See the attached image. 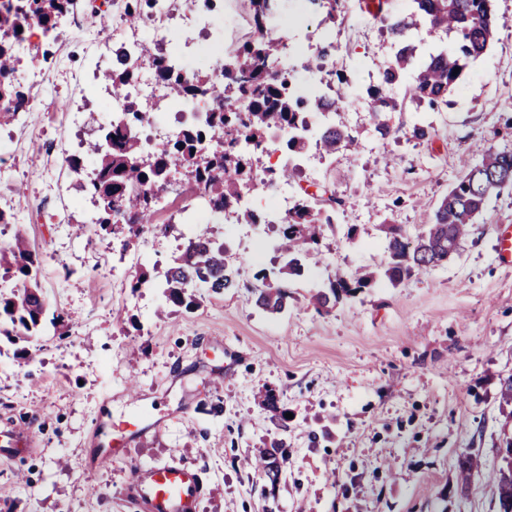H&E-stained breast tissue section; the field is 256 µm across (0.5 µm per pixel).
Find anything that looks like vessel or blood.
<instances>
[{
	"instance_id": "vessel-or-blood-1",
	"label": "vessel or blood",
	"mask_w": 512,
	"mask_h": 512,
	"mask_svg": "<svg viewBox=\"0 0 512 512\" xmlns=\"http://www.w3.org/2000/svg\"><path fill=\"white\" fill-rule=\"evenodd\" d=\"M34 431L10 426L0 430V455L12 456L29 449ZM125 492L138 512H196L204 493L199 473L176 462L146 466L130 464Z\"/></svg>"
}]
</instances>
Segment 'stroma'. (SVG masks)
<instances>
[{"instance_id": "stroma-1", "label": "stroma", "mask_w": 512, "mask_h": 512, "mask_svg": "<svg viewBox=\"0 0 512 512\" xmlns=\"http://www.w3.org/2000/svg\"><path fill=\"white\" fill-rule=\"evenodd\" d=\"M404 7L387 0L373 14L362 0L343 4L332 33L349 90L364 93L362 70L382 71L392 59L382 21ZM495 10L496 40L467 67L448 106L424 113L404 101L391 116L397 133L385 140L370 112L342 113L360 150L311 163L335 191L334 221L319 245L323 263L293 279L279 314L258 309L244 285L221 295L197 289L195 309L157 317L166 306L162 285L136 287L135 275L171 262L194 225L173 224L158 236L101 230L90 221L96 206L51 150L64 132L61 113L31 112L25 125L0 126V166L12 174L0 196L26 215L0 232V245L25 233L67 331L32 337L31 361L0 337V427H37L32 450L0 456V502L15 512H137L123 493L129 463L176 461L205 483L198 512H498L486 473L512 434L501 398L512 376V267L499 263L496 235L498 225L512 224V191L489 202L442 264L398 286L378 277L327 312L311 302L335 271L383 268L381 225L416 235L461 159L479 162L475 141L512 150V0H495ZM299 21L318 43L323 27L305 0H280L278 33ZM49 49L60 106L69 101L67 74L87 64L82 31L65 32ZM421 118L434 127L427 142L409 135ZM208 230L233 258L261 244L260 259L240 267L245 284L283 263L271 227L214 214ZM132 379L137 402L125 393ZM264 388L276 391L290 420L256 402ZM132 414L161 421L159 432L131 443L125 459L95 467V450ZM280 440L288 444L285 476L270 499L254 461ZM465 454L482 469L464 490L457 473Z\"/></svg>"}]
</instances>
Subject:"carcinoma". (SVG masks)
Here are the masks:
<instances>
[{"label": "carcinoma", "mask_w": 512, "mask_h": 512, "mask_svg": "<svg viewBox=\"0 0 512 512\" xmlns=\"http://www.w3.org/2000/svg\"><path fill=\"white\" fill-rule=\"evenodd\" d=\"M68 0H23L20 5L0 14V125L11 122L13 110L27 99L17 67L13 48L26 36L34 23L45 31L55 29L59 14ZM256 36L246 40L228 59L224 60V81L211 82L192 69L186 61L181 75L162 58L151 56V64L164 83L170 99L189 103L200 93H206L214 103L207 124L186 129L167 149L142 157L143 143L134 135H118L110 131L86 146L84 152L93 160L96 177L85 185L81 181L82 158L67 159V167L78 178L80 190L90 189L97 206L95 223L107 229L124 220L129 231L138 233L155 223L152 199L143 191L145 186H162L171 173L177 172L189 188L212 203L214 209L234 215L239 224H255L259 220L253 209H243L238 202L244 190L258 192L269 182H286L291 171L287 167L269 168L266 178H253L259 167V148L272 127L293 132L288 138V150L295 154L305 152L309 139L297 133L298 128L309 127L312 115L327 106L340 111L346 99L338 95L325 104H313L298 95L304 85L291 71L277 66L284 56V37L269 32V22L275 15L270 0H247ZM314 13L321 16L325 27L336 23L341 12L340 0H309ZM492 0H407L406 13L385 19L389 38L398 49L394 59L383 70L379 84L366 89L364 103L373 112L375 131L383 138L396 133L388 113L399 111L400 104L389 97L383 86L402 83L405 97L434 109L448 105V94L461 81L463 71L472 61L482 57L493 43L498 21L492 12ZM155 0H125V9L131 20L141 18L143 8L153 9ZM428 25L429 32L443 34V40L423 53L410 39L408 32L419 25ZM335 45L327 42L317 49L305 71L326 69ZM460 72H454V69ZM138 74L123 61L120 52H114L112 68L100 74L115 98L127 95ZM224 134V150L206 154L201 152L203 139ZM317 144L332 155L341 148L355 149L357 140L343 125L336 124L315 129ZM252 144L253 152L239 146L241 140ZM482 158L473 164L462 163L461 175L448 190L435 210L431 222L415 238L396 224L383 228L388 262L384 277L397 286L413 276L425 272L448 259L458 251L460 242L469 235L483 214L489 199L512 188V151H491L477 147ZM315 194L302 191L288 220L280 224L277 250L285 262L272 274L258 270L254 278L265 284L256 291L255 305L267 313H281L288 307L290 278L304 270L302 259L319 263L316 246L322 235V225L333 223V217L316 207ZM40 261L28 240L19 231L0 247V278L14 279L18 287L0 289V336L9 338L37 336L47 326L58 328L63 317L49 310L38 282ZM163 284L166 300L175 307L191 308L196 304L195 289L208 288L214 294L239 287L237 270L216 247L202 229L190 237L171 264L155 270ZM377 272L367 270L352 276L340 274L329 286L313 296L317 310L328 309L344 296H353L370 287ZM288 455V445L281 441L266 449L256 460V467L272 486L279 484L281 463ZM477 458L467 454L460 462V482L467 488L473 470L479 468ZM489 480L495 485L498 497L512 501V478L502 469L494 470Z\"/></svg>", "instance_id": "cac0c4a2"}]
</instances>
